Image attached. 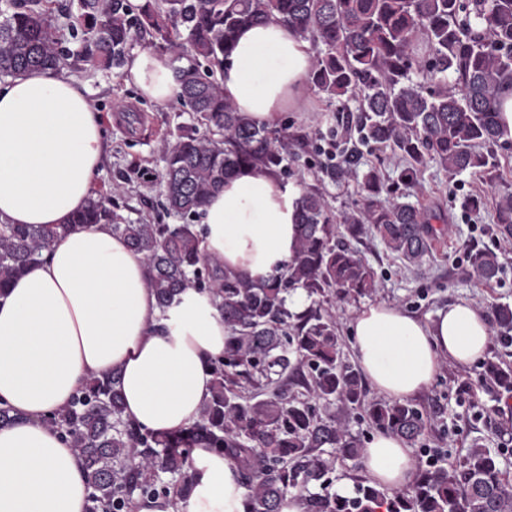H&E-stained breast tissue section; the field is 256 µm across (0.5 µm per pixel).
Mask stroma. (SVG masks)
Wrapping results in <instances>:
<instances>
[{
	"mask_svg": "<svg viewBox=\"0 0 512 512\" xmlns=\"http://www.w3.org/2000/svg\"><path fill=\"white\" fill-rule=\"evenodd\" d=\"M79 87L87 89L104 119V159L95 179V191L109 196L115 211L134 222L172 224L164 205L160 177L163 146L182 128L192 126L191 113L176 102L160 106L142 98L126 83L123 72L79 69L64 70ZM337 112L316 93H309L306 106L282 113L278 125L291 133L307 135L310 144L324 143L337 127ZM485 195V210L463 211L461 202L469 194ZM496 190L475 175L449 178L438 165H431L412 188L413 203L439 209L448 218L449 230L435 245L432 256L419 267L405 265L386 251L371 235L358 244L377 273V288L371 296L335 302L339 334L347 363L355 355L348 325L353 315L369 302L386 301L424 319L435 318L448 305L465 301L482 309L494 303L512 304V242L496 235L492 203ZM488 247L498 255L501 273L477 286L470 279L467 256L471 247ZM481 364L444 368L416 402L431 421L424 440L414 447L416 459L425 449L442 452L446 462H455L478 443L500 456L512 473L511 395L479 385Z\"/></svg>",
	"mask_w": 512,
	"mask_h": 512,
	"instance_id": "35a3bbf8",
	"label": "stroma"
}]
</instances>
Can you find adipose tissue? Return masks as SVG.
Listing matches in <instances>:
<instances>
[{"label": "adipose tissue", "mask_w": 512, "mask_h": 512, "mask_svg": "<svg viewBox=\"0 0 512 512\" xmlns=\"http://www.w3.org/2000/svg\"><path fill=\"white\" fill-rule=\"evenodd\" d=\"M309 44L276 20L240 30L224 65V96L246 120L274 124L303 108ZM129 84L151 101H175L168 55L131 54ZM103 156V119L89 91L51 69L0 81V223L62 224L92 195ZM299 187L247 169L224 181L200 211L202 247L225 270L261 282L294 254ZM142 255L108 224L58 237L0 298V406L19 417L0 427V512H85L90 491L76 450L45 425L89 378L119 373L125 419L169 433L193 423L211 395V360L227 333L210 293L184 292L161 308ZM358 366L394 401L428 389L445 364L467 367L491 338L486 311L465 302L424 320L401 307L365 306L349 324ZM370 485L409 488L418 461L392 434L372 436L359 460ZM185 512H245L235 464L192 452Z\"/></svg>", "instance_id": "obj_1"}]
</instances>
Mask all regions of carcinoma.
Instances as JSON below:
<instances>
[{
    "label": "carcinoma",
    "instance_id": "obj_1",
    "mask_svg": "<svg viewBox=\"0 0 512 512\" xmlns=\"http://www.w3.org/2000/svg\"><path fill=\"white\" fill-rule=\"evenodd\" d=\"M67 19L73 51L62 47L44 0H0V78L60 69L70 57L93 70L120 69L132 41L149 36L176 63L179 101L205 128L189 127L167 147L162 185L174 214L197 215L243 168L288 174V133L242 118L220 79L239 30L269 19L312 45L310 89L336 104L341 128L404 162L399 180L387 183L373 167L359 172L360 152L345 141L342 160L322 166L321 178H354L361 204L335 214L317 186H306L296 254L264 283L225 271L202 249L204 231L195 225L131 222L96 192L66 224H0V297L57 235L107 223L143 255L161 308L205 281L218 298L224 357L212 363L211 397L190 426L160 435L125 419L115 373L89 379L46 419L89 472L86 512H138L148 503L179 512L194 487L195 448L235 462L246 512H280L293 490L304 494L306 512H512V482L499 456L478 443L456 463L419 467L403 491L363 483L351 496L327 491L336 460L363 453L350 429L353 410L410 446L431 422L410 402H365L361 373L344 360L336 319L319 302L375 291L374 269L355 246L370 230L410 266L432 255L448 230L444 218L401 201L430 163L496 188L493 224L512 238V186L498 188L495 151L512 141L500 120L512 90V0H145L136 9L129 0H77ZM469 262L477 286L499 270L486 248H473ZM296 289L313 299L301 313L288 308ZM491 310L499 332H512V306ZM483 377L512 392L511 366L489 360ZM316 485L321 491H312Z\"/></svg>",
    "mask_w": 512,
    "mask_h": 512
}]
</instances>
